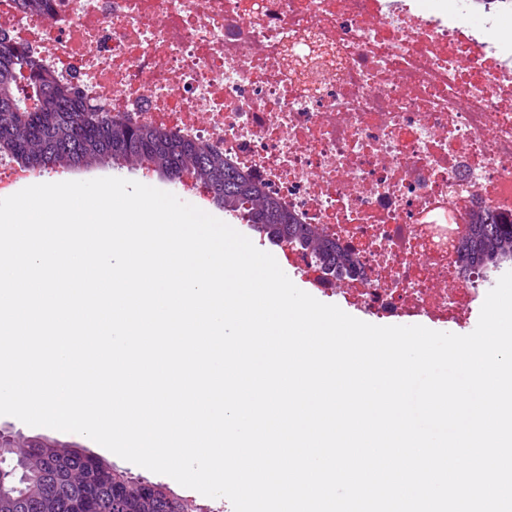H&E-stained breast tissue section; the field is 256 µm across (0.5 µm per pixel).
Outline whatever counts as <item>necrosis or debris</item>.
<instances>
[{
	"instance_id": "obj_1",
	"label": "necrosis or debris",
	"mask_w": 512,
	"mask_h": 512,
	"mask_svg": "<svg viewBox=\"0 0 512 512\" xmlns=\"http://www.w3.org/2000/svg\"><path fill=\"white\" fill-rule=\"evenodd\" d=\"M0 37L113 114L202 142L354 269L321 293L385 320L464 325L468 215L512 223V58L464 15L411 0H51L46 17L0 0Z\"/></svg>"
}]
</instances>
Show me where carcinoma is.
Listing matches in <instances>:
<instances>
[{
  "instance_id": "obj_1",
  "label": "carcinoma",
  "mask_w": 512,
  "mask_h": 512,
  "mask_svg": "<svg viewBox=\"0 0 512 512\" xmlns=\"http://www.w3.org/2000/svg\"><path fill=\"white\" fill-rule=\"evenodd\" d=\"M0 153L34 172L91 169L112 161L178 180L189 172L225 209L241 211L270 242L296 245L334 279L344 258L317 224L281 209L224 155L149 125L115 120L55 78L29 50L0 38ZM471 236L458 251L459 273L512 260V223L498 224L486 207L470 215ZM27 480L0 478V512H73L89 499L91 512H187L186 503L154 482H134L95 457L67 447L40 446L28 457Z\"/></svg>"
}]
</instances>
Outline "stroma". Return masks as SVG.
<instances>
[{"instance_id":"obj_1","label":"stroma","mask_w":512,"mask_h":512,"mask_svg":"<svg viewBox=\"0 0 512 512\" xmlns=\"http://www.w3.org/2000/svg\"><path fill=\"white\" fill-rule=\"evenodd\" d=\"M469 10L473 22L478 23L488 18L496 20V27L486 29L483 32L487 41L500 48L506 47L507 44L512 43L511 5L505 4L504 0H470ZM102 177H119L133 180L173 193L182 201L199 206L200 209L222 219V221L231 222L233 228H236L237 231L248 237L260 250L271 253L275 259L279 260L283 257V253L278 246L269 243L266 239L260 238L259 234L256 233L250 225L240 223V221L237 220H231L229 214H226L222 207H219L211 201H201L198 195L185 190L182 184L171 181L165 176L156 173L146 175L138 169L109 163L89 170L41 172L35 175L34 181L40 184L63 181H85ZM1 432L8 436H15V438L24 441H41L45 439L59 441L82 453L97 456L125 477L163 484L173 495L191 504L194 512H233V506L227 498H209L203 496L195 490L181 486L168 476L153 473L145 468L123 460L84 435L61 432L46 427H31L17 418L7 415H0V433Z\"/></svg>"}]
</instances>
